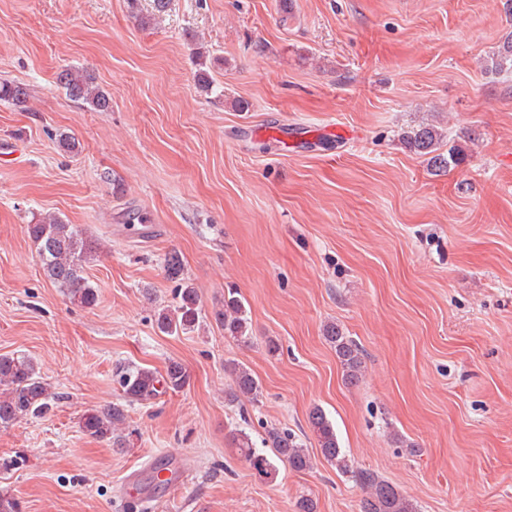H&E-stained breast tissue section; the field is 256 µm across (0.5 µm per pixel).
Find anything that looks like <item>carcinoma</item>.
I'll use <instances>...</instances> for the list:
<instances>
[{"mask_svg": "<svg viewBox=\"0 0 512 512\" xmlns=\"http://www.w3.org/2000/svg\"><path fill=\"white\" fill-rule=\"evenodd\" d=\"M505 68L512 69V34L504 38L496 57L492 58V71L497 73ZM56 80L70 100L87 103L99 112L111 108V98L91 74L64 66L57 73ZM28 99L29 92L23 84L0 82V101L24 107ZM441 137L435 126L422 123L403 132L402 141L411 152L427 157L434 170L446 171L458 165L460 157L453 147L446 152L440 151ZM26 232L51 284L76 304L84 307L94 305L97 290L87 274V267L101 252L100 241L86 236L78 225L67 224L56 215H48L36 224L26 225ZM164 270L168 278L180 282V288L176 305L158 310L156 326L161 333L170 336L192 333L200 319L197 292L186 281L177 254L170 253L165 257ZM215 319L224 325L225 335L242 343L250 341L247 312L236 291L231 289L224 296V308L215 313ZM325 339L336 351L345 380L350 383L357 381L363 368L362 350L334 323L327 325ZM232 374L226 399L241 407L258 400L260 384L252 372L237 365ZM116 376L122 389L121 399L86 412L81 418V428L88 436L108 440L117 448L130 447L131 434L126 432L128 406L167 391L178 392L190 383L189 371L175 360L169 362L163 374L149 368L119 364ZM57 398L31 357L18 353L0 355V428H8L27 416L44 414ZM308 423L326 462L342 474H352L355 483L365 490L360 512H415L414 504L376 472L351 469L332 423L320 408L315 407L309 412ZM231 436L239 456L261 478L275 476L277 461L288 464L296 472L312 467L309 450L286 430L276 427L265 429L261 449L254 447L251 436L243 428L231 431Z\"/></svg>", "mask_w": 512, "mask_h": 512, "instance_id": "cac0c4a2", "label": "carcinoma"}]
</instances>
